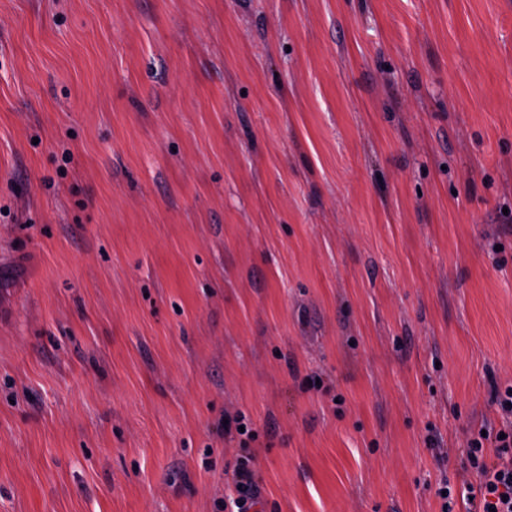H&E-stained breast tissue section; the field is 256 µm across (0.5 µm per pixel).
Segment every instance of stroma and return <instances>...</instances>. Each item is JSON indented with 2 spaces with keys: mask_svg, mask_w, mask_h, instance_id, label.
I'll return each instance as SVG.
<instances>
[{
  "mask_svg": "<svg viewBox=\"0 0 512 512\" xmlns=\"http://www.w3.org/2000/svg\"><path fill=\"white\" fill-rule=\"evenodd\" d=\"M511 385L512 0H0V512H225L243 446L442 512Z\"/></svg>",
  "mask_w": 512,
  "mask_h": 512,
  "instance_id": "stroma-1",
  "label": "stroma"
}]
</instances>
